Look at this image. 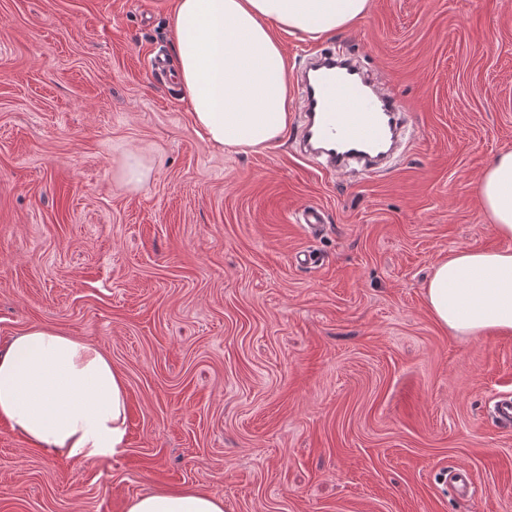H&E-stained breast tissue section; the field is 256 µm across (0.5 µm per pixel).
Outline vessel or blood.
<instances>
[{
  "mask_svg": "<svg viewBox=\"0 0 512 512\" xmlns=\"http://www.w3.org/2000/svg\"><path fill=\"white\" fill-rule=\"evenodd\" d=\"M299 152L322 170L391 157L411 133L405 102L384 92L349 58L319 51L295 76Z\"/></svg>",
  "mask_w": 512,
  "mask_h": 512,
  "instance_id": "b4317fda",
  "label": "vessel or blood"
}]
</instances>
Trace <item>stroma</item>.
<instances>
[{
	"instance_id": "obj_1",
	"label": "stroma",
	"mask_w": 512,
	"mask_h": 512,
	"mask_svg": "<svg viewBox=\"0 0 512 512\" xmlns=\"http://www.w3.org/2000/svg\"><path fill=\"white\" fill-rule=\"evenodd\" d=\"M174 4L0 0V349L33 326L103 349L129 417L125 448L88 463L0 421V512L167 489L224 512H512L493 416L512 333L452 335L425 298L448 255L512 251L475 191L512 150V0H370L331 36L281 34L287 67L340 49L408 105L414 140L377 175L317 170L290 135L208 147L152 75Z\"/></svg>"
}]
</instances>
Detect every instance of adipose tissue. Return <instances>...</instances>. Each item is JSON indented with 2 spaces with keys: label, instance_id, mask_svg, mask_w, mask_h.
I'll return each mask as SVG.
<instances>
[{
  "label": "adipose tissue",
  "instance_id": "1",
  "mask_svg": "<svg viewBox=\"0 0 512 512\" xmlns=\"http://www.w3.org/2000/svg\"><path fill=\"white\" fill-rule=\"evenodd\" d=\"M369 0H176V77L194 124L219 151L247 152L288 130V73L275 30L329 36L366 15ZM498 233L512 237V150L476 185ZM435 320L459 336L512 331V251L460 250L426 285ZM126 385L109 356L68 333L24 331L0 351V419L30 444L84 462L117 453L127 433ZM127 512H224L222 498L167 490Z\"/></svg>",
  "mask_w": 512,
  "mask_h": 512
}]
</instances>
